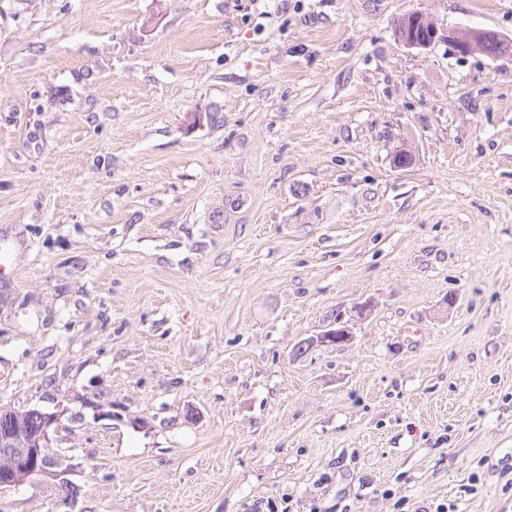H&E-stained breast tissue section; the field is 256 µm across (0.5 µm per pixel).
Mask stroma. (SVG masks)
<instances>
[{
	"label": "stroma",
	"instance_id": "1",
	"mask_svg": "<svg viewBox=\"0 0 512 512\" xmlns=\"http://www.w3.org/2000/svg\"><path fill=\"white\" fill-rule=\"evenodd\" d=\"M452 29L512 0H0V406L74 490L0 512H512V56ZM413 18L416 25L422 24L424 27L428 26L431 31L428 29H424L421 26L418 27L417 35L424 34V37L428 36L430 37L432 34V40H429L428 38L424 39L422 36H417L415 31L409 32L407 31V28L402 29H396L395 31V40H397L399 43L403 44L406 47L409 48H427L430 47L435 42V38L438 34V28L436 24L430 20L427 16L423 15L422 13L416 12L415 15L411 16L408 15L406 18L410 20V18ZM406 18H404L402 21H404ZM401 21V22H402ZM496 44L501 48H505L508 44L509 50L500 54L498 57L511 56L512 39H506L498 33L484 29H468L463 31L449 30L448 44L459 56H467L479 49L483 44ZM496 45H488L480 52L490 57L491 54H497L498 47Z\"/></svg>",
	"mask_w": 512,
	"mask_h": 512
}]
</instances>
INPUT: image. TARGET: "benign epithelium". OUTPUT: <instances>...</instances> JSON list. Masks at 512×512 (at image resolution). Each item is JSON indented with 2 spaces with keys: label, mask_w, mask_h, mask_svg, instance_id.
<instances>
[{
  "label": "benign epithelium",
  "mask_w": 512,
  "mask_h": 512,
  "mask_svg": "<svg viewBox=\"0 0 512 512\" xmlns=\"http://www.w3.org/2000/svg\"><path fill=\"white\" fill-rule=\"evenodd\" d=\"M395 40L409 48H427L434 44V41L405 29L395 31ZM486 43L496 44L501 48L508 46L510 50L504 52V55L512 54V39H506L494 31L448 30V45L459 56H467ZM350 336L349 328L344 325L342 319L336 318L329 325V329L316 338V341L339 344L348 341ZM55 422L56 417L43 416L40 431L26 439L22 437L21 430L16 426L0 430V459L6 464L5 469L0 471L1 488L19 486L34 475L55 479L63 476V471L59 470V463L46 453L50 445L49 428Z\"/></svg>",
  "instance_id": "7a95c632"
}]
</instances>
